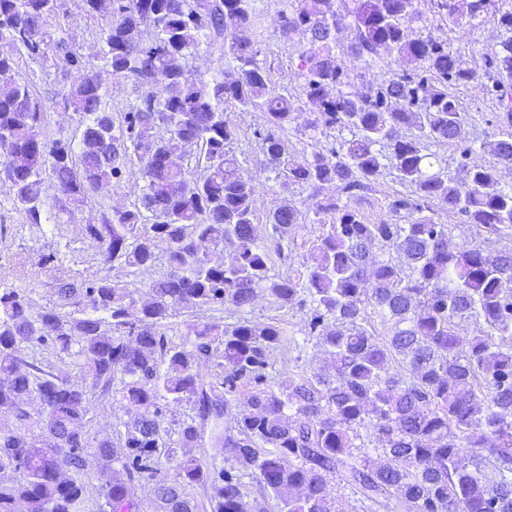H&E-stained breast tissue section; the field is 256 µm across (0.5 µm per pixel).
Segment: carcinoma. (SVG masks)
I'll return each instance as SVG.
<instances>
[{"label": "carcinoma", "instance_id": "cac0c4a2", "mask_svg": "<svg viewBox=\"0 0 512 512\" xmlns=\"http://www.w3.org/2000/svg\"><path fill=\"white\" fill-rule=\"evenodd\" d=\"M103 31L100 61L120 79L147 87L140 104L117 126L103 104L100 67L82 62L48 31L56 0H0V37L32 57L62 56L74 71L55 105L78 116L79 149L42 140L41 108L25 85L0 84V185L29 220L40 223L43 186L53 182L77 204L120 181L138 165L144 185L132 209L116 210L86 233L100 244L103 264L125 271L76 288L79 316L50 309L34 313L19 289L0 287V470L20 479L0 482V512H84L82 477L95 465L117 463L102 487L100 512H136L132 485L151 487L160 512H197L191 490L210 491L211 512H512V247H448L450 225L422 212L435 201L487 239L512 238V186L499 173L512 170V112L499 115L501 138L489 143L495 162L467 163L462 177L444 174L426 142L457 143L466 113L448 85L479 77L477 68L448 45L427 36L408 40L404 24L414 0H289L281 35L297 31L308 48L299 54L301 93L273 85L256 62L257 44L236 32L255 24L254 0H113ZM439 19L462 29L482 14L497 17L506 34L502 51L485 61L491 92L503 100L512 87V8L503 0H431ZM350 24L353 54L369 66L385 53L398 66L387 84L353 95L350 72L336 55V34ZM156 38L143 45L140 28ZM224 37L230 65L213 83L195 75L190 59L202 40ZM264 114L265 169L286 189L319 191L334 183L339 194L317 204V236L299 277L270 273L271 254L287 257L289 233L306 221L285 202L272 211L271 234L253 222L255 187L240 173L232 151L235 131L224 106ZM312 107L305 129L326 136L348 132L336 146L298 156L278 131ZM165 129L167 136L156 135ZM414 131L410 137L397 130ZM203 160L186 178L187 147ZM394 161L397 177L415 197L392 203L419 214L408 224L363 222L351 200L372 189ZM166 244L167 271L148 284L139 276L155 266ZM395 251L396 264L373 252ZM233 255L216 264L217 250ZM279 309L300 307V333L330 362L332 372L273 377L271 353L284 345L273 323L220 319L192 327V349L171 345L160 328L180 310L229 306L244 313L258 293ZM136 319H131V310ZM391 322L384 338L366 328L369 315ZM479 334L460 349V323ZM52 343L72 359L78 380L21 355L24 346ZM222 368L221 387L200 367ZM126 402L130 422L119 441L93 448L84 428L90 391L112 390ZM46 411L31 429L25 399ZM249 411L231 416V400ZM193 403L196 417L170 430L159 401ZM224 451L222 463L191 454L203 438ZM386 458L377 464L373 455ZM172 463L160 474L156 459ZM249 478L258 498L243 492Z\"/></svg>", "mask_w": 512, "mask_h": 512}]
</instances>
